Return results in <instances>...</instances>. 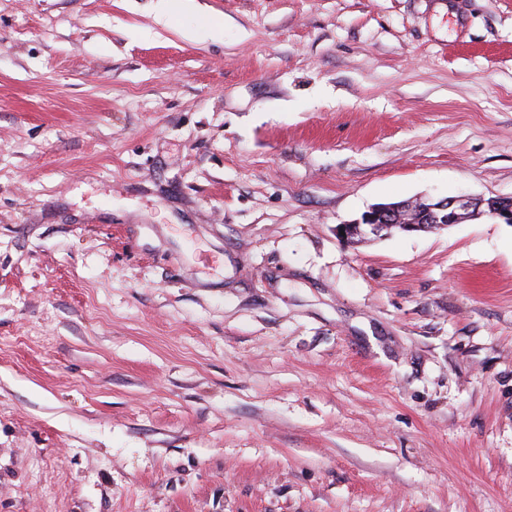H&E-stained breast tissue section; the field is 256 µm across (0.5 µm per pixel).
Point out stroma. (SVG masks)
Returning <instances> with one entry per match:
<instances>
[{
	"label": "stroma",
	"instance_id": "35a3bbf8",
	"mask_svg": "<svg viewBox=\"0 0 512 512\" xmlns=\"http://www.w3.org/2000/svg\"><path fill=\"white\" fill-rule=\"evenodd\" d=\"M0 0V512H512V0ZM487 216L512 224V196L483 198H415L382 204L364 212L351 223L340 224L337 234L347 241L353 237L380 236L392 227L402 232L433 231L458 224L464 218ZM344 231V235H341Z\"/></svg>",
	"mask_w": 512,
	"mask_h": 512
}]
</instances>
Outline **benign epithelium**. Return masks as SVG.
I'll return each mask as SVG.
<instances>
[{
	"instance_id": "obj_1",
	"label": "benign epithelium",
	"mask_w": 512,
	"mask_h": 512,
	"mask_svg": "<svg viewBox=\"0 0 512 512\" xmlns=\"http://www.w3.org/2000/svg\"><path fill=\"white\" fill-rule=\"evenodd\" d=\"M487 216L512 224V196L483 198H415L382 204L364 212L361 218L341 224L342 238L379 236L393 227L402 232L446 229L464 218Z\"/></svg>"
}]
</instances>
